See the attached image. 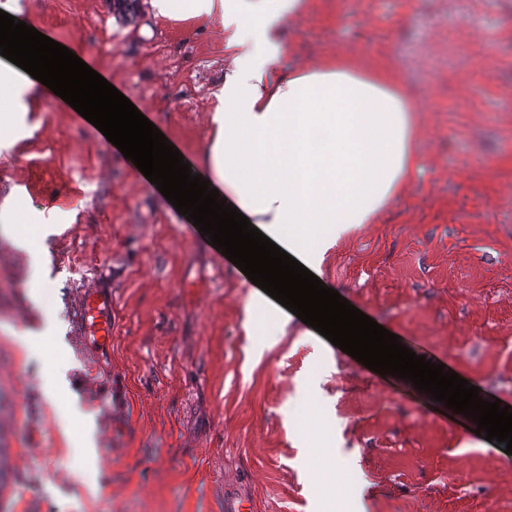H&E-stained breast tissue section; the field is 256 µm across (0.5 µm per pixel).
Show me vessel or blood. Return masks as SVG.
Wrapping results in <instances>:
<instances>
[{
	"label": "vessel or blood",
	"instance_id": "1",
	"mask_svg": "<svg viewBox=\"0 0 512 512\" xmlns=\"http://www.w3.org/2000/svg\"><path fill=\"white\" fill-rule=\"evenodd\" d=\"M74 330L83 338L93 339L101 348L112 344V285L95 281L80 290L74 307ZM253 494L246 484L236 482L224 487V512H252Z\"/></svg>",
	"mask_w": 512,
	"mask_h": 512
}]
</instances>
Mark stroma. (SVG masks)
<instances>
[{"instance_id":"35a3bbf8","label":"stroma","mask_w":512,"mask_h":512,"mask_svg":"<svg viewBox=\"0 0 512 512\" xmlns=\"http://www.w3.org/2000/svg\"><path fill=\"white\" fill-rule=\"evenodd\" d=\"M32 25L96 68L194 162L229 60L216 21L152 20L117 0H27ZM288 64L357 53L419 108L422 170L377 223L327 252L321 279L415 354L512 406V0H312ZM31 137L0 149L51 232L34 251L0 223V512H222L238 479L256 512H335L347 491L310 470L312 402L370 512H512V455L412 382L381 376L291 318L208 244L81 115L47 95ZM112 282V345L73 332L77 291ZM40 288L32 301L31 288ZM263 328L247 335L246 323ZM62 331L59 408L27 335ZM111 380L107 393L90 389ZM93 431L96 452L83 446Z\"/></svg>"}]
</instances>
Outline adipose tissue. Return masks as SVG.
I'll return each instance as SVG.
<instances>
[{
  "mask_svg": "<svg viewBox=\"0 0 512 512\" xmlns=\"http://www.w3.org/2000/svg\"><path fill=\"white\" fill-rule=\"evenodd\" d=\"M152 18L217 20L230 65L198 158L220 197L312 273L339 235L375 223L420 171L405 83L353 54L284 67L280 29L311 0H144ZM44 85L0 66V147L22 137Z\"/></svg>",
  "mask_w": 512,
  "mask_h": 512,
  "instance_id": "1",
  "label": "adipose tissue"
}]
</instances>
